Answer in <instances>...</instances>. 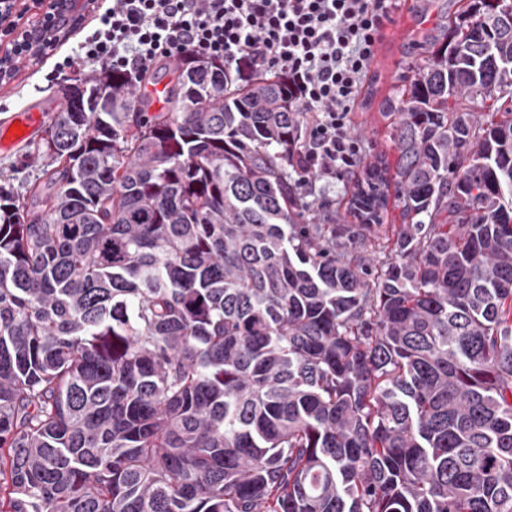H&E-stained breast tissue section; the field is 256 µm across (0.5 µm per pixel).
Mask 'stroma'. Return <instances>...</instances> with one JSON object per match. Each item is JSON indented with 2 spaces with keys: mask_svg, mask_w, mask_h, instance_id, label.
Masks as SVG:
<instances>
[{
  "mask_svg": "<svg viewBox=\"0 0 512 512\" xmlns=\"http://www.w3.org/2000/svg\"><path fill=\"white\" fill-rule=\"evenodd\" d=\"M459 4L457 0H403L401 8L378 47L372 65L379 79L373 86L369 107L356 109L351 114V126L363 146L364 164H373L377 155H385L388 163H395L397 152L391 138L389 120L381 115V103L392 95L399 75L408 65L421 63L448 33V20ZM20 72L9 85H0V119L9 117L25 101L46 98L61 102V87L66 80L92 76L96 68L78 64L66 77L55 76L53 62L37 65L21 61ZM39 140L11 152H0V180H5L15 193H24L27 184L47 165L46 156L39 153Z\"/></svg>",
  "mask_w": 512,
  "mask_h": 512,
  "instance_id": "1",
  "label": "stroma"
}]
</instances>
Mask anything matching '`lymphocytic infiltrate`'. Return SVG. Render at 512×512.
Returning <instances> with one entry per match:
<instances>
[{
	"label": "lymphocytic infiltrate",
	"instance_id": "lymphocytic-infiltrate-1",
	"mask_svg": "<svg viewBox=\"0 0 512 512\" xmlns=\"http://www.w3.org/2000/svg\"><path fill=\"white\" fill-rule=\"evenodd\" d=\"M400 0H108L74 53L109 67L130 85L159 63L192 55L223 62L247 82L284 78L303 119L294 149L301 188L333 184L361 164L350 114L364 88L376 45Z\"/></svg>",
	"mask_w": 512,
	"mask_h": 512
}]
</instances>
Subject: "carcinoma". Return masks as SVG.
Segmentation results:
<instances>
[{"label": "carcinoma", "mask_w": 512, "mask_h": 512, "mask_svg": "<svg viewBox=\"0 0 512 512\" xmlns=\"http://www.w3.org/2000/svg\"><path fill=\"white\" fill-rule=\"evenodd\" d=\"M496 2L402 76L358 224L297 194L279 77L187 59L160 112L107 67L62 92L39 180L0 185V512H512Z\"/></svg>", "instance_id": "carcinoma-1"}]
</instances>
